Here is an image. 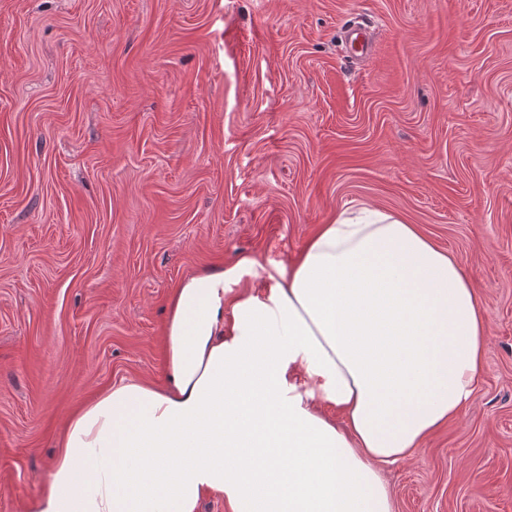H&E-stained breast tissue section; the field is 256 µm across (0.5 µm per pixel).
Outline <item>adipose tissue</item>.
I'll return each mask as SVG.
<instances>
[{"mask_svg": "<svg viewBox=\"0 0 512 512\" xmlns=\"http://www.w3.org/2000/svg\"><path fill=\"white\" fill-rule=\"evenodd\" d=\"M244 270L175 290L161 384L75 408L23 512H200L208 495L231 512H392L381 467L474 392L479 293L415 225L368 207L323 225L262 293Z\"/></svg>", "mask_w": 512, "mask_h": 512, "instance_id": "ef3b65f1", "label": "adipose tissue"}]
</instances>
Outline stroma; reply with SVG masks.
<instances>
[{
  "label": "stroma",
  "mask_w": 512,
  "mask_h": 512,
  "mask_svg": "<svg viewBox=\"0 0 512 512\" xmlns=\"http://www.w3.org/2000/svg\"><path fill=\"white\" fill-rule=\"evenodd\" d=\"M364 205L488 317L467 408L381 470L394 512H512V0H0V512L74 408L161 382L185 280L248 258L263 292Z\"/></svg>",
  "instance_id": "1"
}]
</instances>
